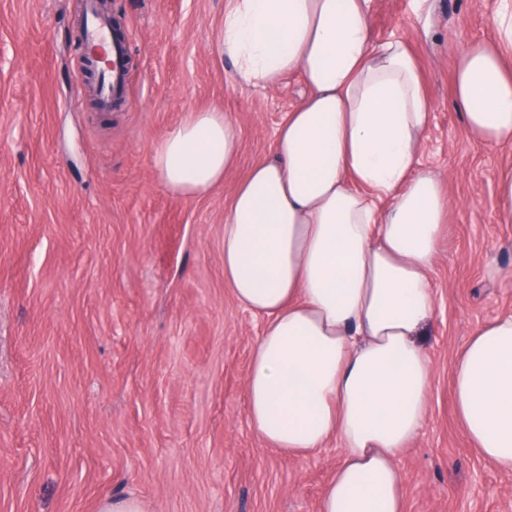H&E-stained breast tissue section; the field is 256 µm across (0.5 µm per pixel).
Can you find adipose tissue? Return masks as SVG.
Segmentation results:
<instances>
[{
    "mask_svg": "<svg viewBox=\"0 0 512 512\" xmlns=\"http://www.w3.org/2000/svg\"><path fill=\"white\" fill-rule=\"evenodd\" d=\"M370 0H225L217 50L252 87L301 72L309 95L272 159L236 184L224 218V280L260 315L246 381L249 424L299 456L338 439L320 512H404L399 456L427 416L430 273L451 199L417 157L433 109L406 45L371 44ZM496 39L462 54L454 98L468 132L512 146V0ZM240 133L217 108L189 112L151 166L175 196L211 192ZM460 423L512 473V314L472 333L454 366Z\"/></svg>",
    "mask_w": 512,
    "mask_h": 512,
    "instance_id": "ef3b65f1",
    "label": "adipose tissue"
}]
</instances>
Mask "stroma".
<instances>
[{"instance_id": "35a3bbf8", "label": "stroma", "mask_w": 512, "mask_h": 512, "mask_svg": "<svg viewBox=\"0 0 512 512\" xmlns=\"http://www.w3.org/2000/svg\"><path fill=\"white\" fill-rule=\"evenodd\" d=\"M82 0H0V512H319L331 441L291 458L251 429L245 383L262 320L224 283V214L309 89L240 84L215 39L224 0H111L130 47L125 99L93 104L74 47ZM498 0H370L373 44L406 42L433 103L420 168L453 200L431 274L426 420L399 458L404 512H512V474L472 445L451 368L471 331L512 312V151L467 133L455 62L494 37ZM222 109L240 157L199 198L151 168L192 110ZM499 217L505 224L512 223V164L502 169L499 177Z\"/></svg>"}]
</instances>
